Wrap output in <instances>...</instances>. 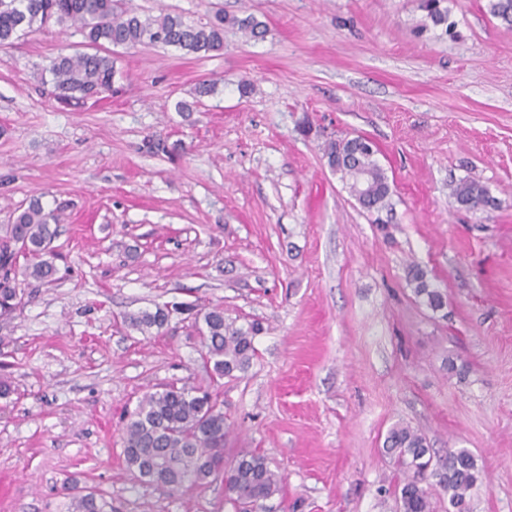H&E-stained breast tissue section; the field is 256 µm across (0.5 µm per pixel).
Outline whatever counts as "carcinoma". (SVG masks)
<instances>
[{
    "label": "carcinoma",
    "instance_id": "obj_1",
    "mask_svg": "<svg viewBox=\"0 0 512 512\" xmlns=\"http://www.w3.org/2000/svg\"><path fill=\"white\" fill-rule=\"evenodd\" d=\"M424 12L416 26L423 33L448 27L446 0H421ZM492 16L512 25V0H489ZM73 26L84 36L88 52L60 53L43 69L51 77L61 101L96 98L112 88L115 76L112 49L138 44L174 47L193 54L220 53L224 35L232 30L248 39L261 38L264 25L252 16H229L222 10L204 23L195 24L179 15H143L129 0H0V46L13 44L20 35L43 29L49 23ZM329 168L339 175L360 206L372 213L389 207L391 186L376 159L372 143L362 136L330 139L323 146ZM449 197L460 208L483 211L497 206L487 185L463 178L449 185ZM54 213L33 198L6 225L0 237V317L15 313L24 289L18 283L16 264L20 256L29 260L24 275L51 282L57 273L45 259L57 234L51 225ZM415 296L434 312L447 306L446 293L434 286L426 273L413 265L408 272ZM183 307L158 306L124 317L129 327L142 333L168 325L172 313ZM206 363L219 379L246 372L256 357L254 337L259 326L236 327L224 318V308L200 311ZM229 427L217 397L209 392L170 385L146 395L129 414L122 443L127 465L140 477L173 489L199 483L210 477L224 478V489L235 502L251 507L280 492L284 478L271 469L266 458L241 450L224 459ZM383 448L406 474L398 488L400 512H431L428 481L433 479L448 495L455 512H472V492L483 480V470L465 448H450L446 457L433 462L426 437L408 425L393 426ZM109 504L94 492L74 496L75 512H108Z\"/></svg>",
    "mask_w": 512,
    "mask_h": 512
}]
</instances>
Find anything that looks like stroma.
<instances>
[{
  "instance_id": "35a3bbf8",
  "label": "stroma",
  "mask_w": 512,
  "mask_h": 512,
  "mask_svg": "<svg viewBox=\"0 0 512 512\" xmlns=\"http://www.w3.org/2000/svg\"><path fill=\"white\" fill-rule=\"evenodd\" d=\"M132 4L251 15L266 34L226 33L206 57L114 48L111 91L69 103L39 74L85 51L80 31L0 49V228L34 197L58 225L55 281H23L0 320V512H74L78 488L112 512H241L221 480L175 490L128 468L127 415L172 383L215 390L225 456L284 474L261 512H400L383 451L398 423L437 456L473 453V512H512V26L488 0H447L451 34L421 36L419 0ZM355 136L391 185L378 219L322 154ZM468 177L498 209L452 203ZM414 263L444 310L416 303ZM167 303L260 324L247 372L212 381L191 315L149 335L124 323Z\"/></svg>"
}]
</instances>
